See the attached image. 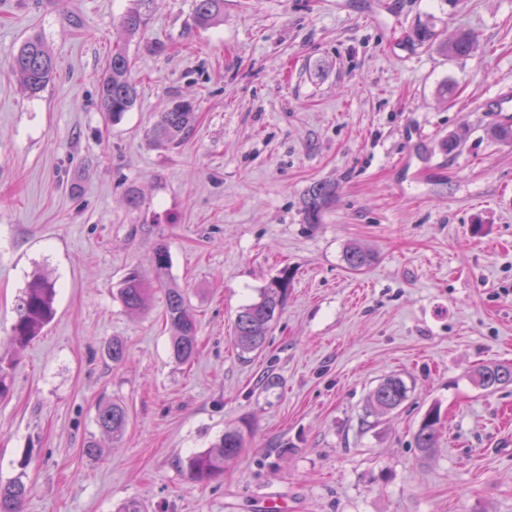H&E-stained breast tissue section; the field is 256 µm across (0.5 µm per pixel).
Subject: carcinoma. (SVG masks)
Masks as SVG:
<instances>
[{"mask_svg":"<svg viewBox=\"0 0 512 512\" xmlns=\"http://www.w3.org/2000/svg\"><path fill=\"white\" fill-rule=\"evenodd\" d=\"M140 5L128 10L120 19L121 27L130 37L147 25V12L141 6L149 0H138ZM193 20L200 28H209L224 21V0H194ZM476 39L468 30H459L441 49L450 57L471 55ZM132 59L127 47L116 45L105 65L99 81L101 110L116 122L138 102L139 91L130 77ZM13 71L20 77L29 96L39 95L53 79L56 63L47 42L38 35L25 39L12 54ZM196 112L191 102L179 100L166 111L159 113L148 131L149 139L166 147L179 143L193 128ZM336 201V184L318 181L307 188L302 197L305 221L319 224L323 214ZM346 265L360 270L370 265L373 255L361 246L351 243L344 253ZM155 282L151 283L136 272H130L121 282L118 297L123 306L132 312L144 310L150 302L154 286L163 288L166 296L165 319L170 330V354L180 363L191 362L197 353V325L195 315L183 289L169 279V252L166 244H157L154 252ZM288 295V277L272 279L264 287L258 300L245 305L238 312L233 327L234 340L244 353L261 349L266 336L279 316ZM55 284L49 278L37 275L27 284L18 298L16 318L11 327L10 343L16 350L26 347L39 336L55 315ZM15 360L9 353L0 352V399L11 390ZM474 377L485 390L512 384V365H482L475 369ZM408 397V387L398 376L384 378L369 395V407L377 414L398 408ZM127 408L118 403L105 404L98 409L96 422L100 430L114 439L124 433L128 424ZM441 417L437 409H430L422 419L415 443L425 456L436 448ZM245 445V435L240 430H229L215 446L196 453L180 462L187 476L196 482H211L224 475V462L237 457ZM29 487L26 474L21 472L0 481V512H24Z\"/></svg>","mask_w":512,"mask_h":512,"instance_id":"cac0c4a2","label":"carcinoma"}]
</instances>
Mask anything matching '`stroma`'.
<instances>
[{
    "mask_svg": "<svg viewBox=\"0 0 512 512\" xmlns=\"http://www.w3.org/2000/svg\"><path fill=\"white\" fill-rule=\"evenodd\" d=\"M192 4L153 0L129 39L134 0H0V343L34 273L57 288L0 400V478L26 472L24 512H512V384L473 378L512 364V145L489 135L512 125L492 109L512 91V0H224L208 29ZM460 28L477 49L448 57ZM35 33L57 67L32 97L10 53ZM116 43L140 89L117 123L99 101ZM179 99L193 129L154 146ZM321 180L336 202L308 224L301 198ZM160 239L197 319L187 365L163 290L138 314L116 297L127 273L152 279ZM352 243L370 267L346 266ZM283 274L282 313L242 353L238 311ZM390 375L407 399L365 417ZM112 401L129 412L117 440L96 423ZM433 407L426 458L414 434ZM231 429L246 445L223 478L190 480L179 459ZM474 377L479 386L486 390L512 384V365H482L475 369Z\"/></svg>",
    "mask_w": 512,
    "mask_h": 512,
    "instance_id": "1",
    "label": "stroma"
}]
</instances>
